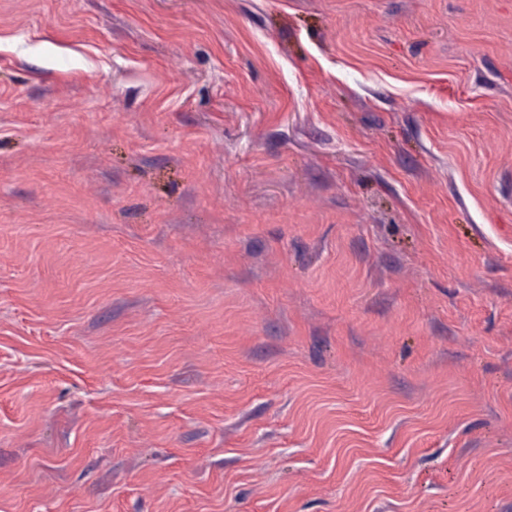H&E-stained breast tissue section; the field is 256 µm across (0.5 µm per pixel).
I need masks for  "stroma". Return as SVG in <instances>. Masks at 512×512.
Instances as JSON below:
<instances>
[{
    "label": "stroma",
    "instance_id": "35a3bbf8",
    "mask_svg": "<svg viewBox=\"0 0 512 512\" xmlns=\"http://www.w3.org/2000/svg\"><path fill=\"white\" fill-rule=\"evenodd\" d=\"M0 512H512V0H0Z\"/></svg>",
    "mask_w": 512,
    "mask_h": 512
}]
</instances>
